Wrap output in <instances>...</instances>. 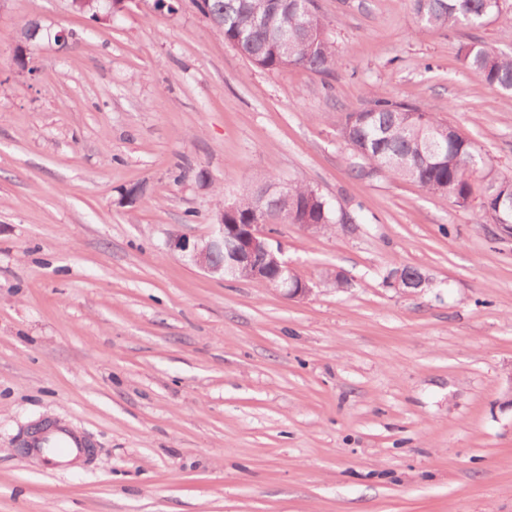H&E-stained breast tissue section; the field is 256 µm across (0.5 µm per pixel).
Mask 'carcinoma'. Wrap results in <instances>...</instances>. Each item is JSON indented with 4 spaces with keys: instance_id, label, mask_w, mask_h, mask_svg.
I'll use <instances>...</instances> for the list:
<instances>
[{
    "instance_id": "obj_1",
    "label": "carcinoma",
    "mask_w": 512,
    "mask_h": 512,
    "mask_svg": "<svg viewBox=\"0 0 512 512\" xmlns=\"http://www.w3.org/2000/svg\"><path fill=\"white\" fill-rule=\"evenodd\" d=\"M93 0L76 6V14L104 24L122 11L112 2ZM197 6L234 47L254 66L267 71L301 67L321 75L336 68L338 54L327 35V22L305 0H196ZM416 17L428 26L454 29L481 26L499 16L500 0H412ZM48 37L35 21L24 24L16 39L36 45ZM461 65L476 72L487 85L512 90V56L489 51L479 42L460 48ZM359 111L365 121L344 113L339 134L350 149L349 175L367 180L378 173L417 184L423 190L446 195L457 206L473 199L476 181L484 182L481 209L490 226L512 224V214L498 209L500 199L512 198V180L500 178L484 164L472 141L450 131L449 124L418 106L375 96ZM268 224H318L321 231L356 223V215L337 210L317 190L299 183L284 188L275 179L245 191L224 213L226 224H251L256 215ZM424 273L415 267L390 269L386 282H416Z\"/></svg>"
}]
</instances>
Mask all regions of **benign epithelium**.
Wrapping results in <instances>:
<instances>
[{"mask_svg": "<svg viewBox=\"0 0 512 512\" xmlns=\"http://www.w3.org/2000/svg\"><path fill=\"white\" fill-rule=\"evenodd\" d=\"M217 228L218 233L207 240L192 242L176 235L169 239L168 246L211 275L223 276L239 266L252 280L284 288L290 298L305 297L312 292L307 281L290 275L281 247H273V225L263 224L259 218L254 224H226L221 211L217 215ZM223 251L227 252L226 263L217 259V254Z\"/></svg>", "mask_w": 512, "mask_h": 512, "instance_id": "7a95c632", "label": "benign epithelium"}]
</instances>
